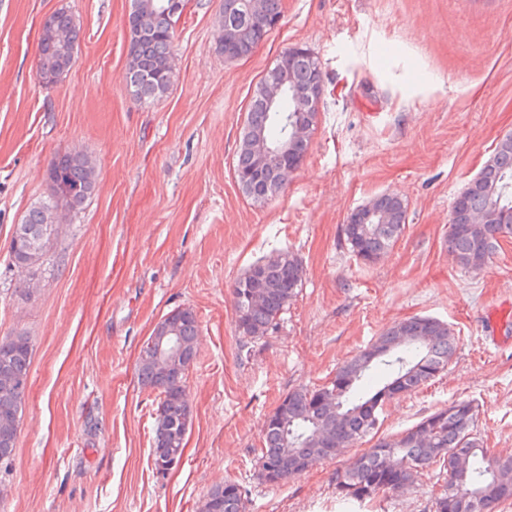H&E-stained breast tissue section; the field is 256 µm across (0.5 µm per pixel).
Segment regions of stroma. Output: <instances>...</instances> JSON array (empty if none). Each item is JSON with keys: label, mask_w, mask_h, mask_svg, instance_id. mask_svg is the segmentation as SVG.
Returning <instances> with one entry per match:
<instances>
[{"label": "stroma", "mask_w": 512, "mask_h": 512, "mask_svg": "<svg viewBox=\"0 0 512 512\" xmlns=\"http://www.w3.org/2000/svg\"><path fill=\"white\" fill-rule=\"evenodd\" d=\"M224 0H188L168 91L139 104L127 79L130 0H0V339L32 345L30 383L0 512H199L233 479L248 512H346L343 458L282 485L255 477L261 429L283 395L325 383L400 319L431 316L457 338L448 368L385 406L380 435L462 399L495 455L512 454V240L474 271L448 253L453 201L512 132V0H282L248 56L220 51ZM80 26L68 73L37 76L40 24ZM322 63L325 92L306 159L262 205L234 167L253 90L288 48ZM96 167L80 209H60L36 274L14 265L12 228L49 193L60 154ZM407 204L379 262L347 244L350 213L378 195ZM304 266L298 297L248 358L232 286L278 251ZM36 285L22 295L28 280ZM198 319L181 465L152 461L154 391L137 353L173 310ZM435 472L359 512H429Z\"/></svg>", "instance_id": "35a3bbf8"}]
</instances>
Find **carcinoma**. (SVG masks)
Segmentation results:
<instances>
[{
  "mask_svg": "<svg viewBox=\"0 0 512 512\" xmlns=\"http://www.w3.org/2000/svg\"><path fill=\"white\" fill-rule=\"evenodd\" d=\"M165 0H131L149 18L146 28L138 26L135 12L126 22L128 36V74L134 97L148 104L164 95L171 82L168 79L167 59L173 50L174 29L179 17L163 8ZM222 27L235 31L233 41L221 44V50L234 57H244L268 34L260 18L244 7L232 14H222ZM80 28L74 17L65 10L52 15L50 24L39 39L37 72L41 82L52 85L59 74L69 71L74 61ZM285 63L293 81L308 87L323 81L319 59L309 53L287 54L276 60ZM264 84L258 83L249 106L247 122L242 128L236 152L235 172L243 194L256 204H264L275 197L280 188L271 176L255 171L256 161L249 148V139L263 135L276 143L291 135L292 126L302 115V106L293 93H288L278 111L270 112L263 103ZM506 146L495 147L492 163L482 167L486 189L461 192L454 200L448 230V249L464 258L478 246L488 253L499 247L496 234L501 223L508 225L512 235V136ZM64 188H79L70 196L66 193L48 195L28 210L20 224L13 226L12 237L27 241L30 234L51 236L49 225L56 223L59 202L76 210L93 192L96 184L95 165L82 153H64L50 164ZM377 217L369 224H349L344 236L352 252L359 259L371 262L374 257L387 254L402 234L407 219V204L397 194L384 193L376 197ZM490 211L500 216L498 223L486 225L482 238L465 230L470 211ZM247 273L264 282L268 288L267 304L259 309L246 310L249 323L261 329L258 336L242 337L241 348L251 353L265 334L278 325L281 314L298 296L294 287V269L281 266L264 270L261 262L249 267ZM419 317L410 318L411 339L398 351L390 350L392 337L402 323L388 328L367 348L345 362L328 382L302 387L288 393L286 422L262 428L258 457V478L277 485L298 477L291 471L294 450L327 426L338 440L354 445L379 430L380 411H372L370 403L394 381H400L399 390L410 393L437 376L448 366V357L456 349L454 333L444 322L432 319L436 325L433 337L418 341L416 327ZM198 320L186 317L180 320L177 336L184 346L182 359L185 367L196 360ZM32 348L29 337L19 333L11 337L8 348L0 346V462L13 460L17 447V431L12 422L22 413L28 388ZM378 372L384 374L381 384L367 388L368 381ZM137 378L145 389L158 392L152 447L164 448L168 441L167 429L185 412L180 392L185 386L184 376L160 380L147 365L137 367ZM336 393V415L321 412L320 403L328 393ZM478 405L472 400H458L423 418L415 426L393 439L380 438L371 447L350 458L344 469L336 474V498L348 508L363 506L379 497L394 495L410 488L417 478L433 468L439 469L438 490L432 502L433 512H498L500 505L512 501V486L499 483L506 476L512 480V457L491 456L484 448L477 430ZM430 431V441L420 438L421 430ZM207 495L219 500L218 512H246L247 490L233 480L224 486L211 488Z\"/></svg>",
  "mask_w": 512,
  "mask_h": 512,
  "instance_id": "cac0c4a2",
  "label": "carcinoma"
}]
</instances>
